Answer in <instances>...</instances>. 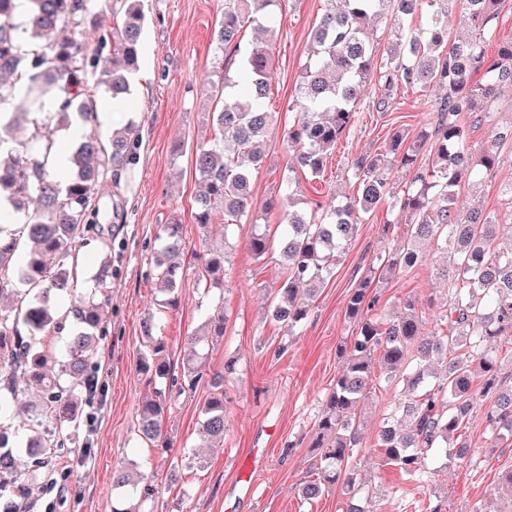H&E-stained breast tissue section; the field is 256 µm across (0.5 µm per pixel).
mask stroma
<instances>
[{
	"label": "stroma",
	"instance_id": "1",
	"mask_svg": "<svg viewBox=\"0 0 512 512\" xmlns=\"http://www.w3.org/2000/svg\"><path fill=\"white\" fill-rule=\"evenodd\" d=\"M148 24L143 32L140 83L126 107L113 113L105 130L135 121L139 133V162L133 172L107 177L99 206L107 217L100 231L77 243L65 266L72 293L84 295L103 261L112 267V288L101 298L102 333L97 363L99 382L92 403L82 411L93 414L94 433L78 428L70 435L68 454L54 459L56 486L32 504V512H113L120 494L112 488L119 468L138 467L165 476L179 469V484L161 488L142 502L141 512H337L348 493H355L366 512H473L480 505L512 512V489L498 481L512 465V446L486 445L485 423L475 416L466 436L479 448L469 460L438 462L428 485L405 479L382 465L375 448L376 434L393 408L399 390L381 386L357 412L361 444L352 464L358 476L355 489L345 484L330 488L317 500L299 495L308 480L315 452L314 424L323 402L344 364L341 348L350 345L355 323L346 304L363 281L379 298L378 310L390 317L403 301H415L424 311L427 332L439 327L448 302V286L435 267L446 265V254L428 250L427 259L412 272L394 276L374 274L372 265L388 247L401 240L406 226L397 215L379 206L360 224L330 278L313 301L307 321L298 329L270 320V292L278 288L285 268L269 256L256 259L247 242L255 228L274 229L283 220L280 210L252 214L231 227L200 229L193 224L192 205L199 191L191 147L214 137L210 113V83L224 75L225 57L215 50L214 24L224 0H143ZM329 0H280L273 39L274 67L266 107L278 115L265 142V158L256 172L257 200L283 195L290 157L283 141L307 56L309 35L329 8ZM433 92L400 88L396 108L375 112L361 107L359 123L337 141L319 176H300L299 199L304 211L314 203L323 207L357 196L358 183L350 171L361 155L384 153L397 129L417 132L433 117ZM488 109L490 121L474 127V149L490 146L499 126L512 124V88H501ZM512 181V147L503 146L498 167L482 174L477 191L460 189L457 208L466 211L472 196L500 224L512 226V201L500 194ZM120 198L122 218L109 214L113 198ZM178 224L193 256L183 269L178 306L158 317L153 334L162 339L175 371L188 358L202 361L206 371L222 369L228 355L239 359L237 372L226 383L224 443L201 445L202 409L211 390L206 383L173 393L162 418L170 448H153L136 438L142 399L154 383L141 364L144 326L156 312L164 293L153 257L163 243V228ZM227 239V277L223 287L199 283L197 254L206 240ZM223 309V336L197 346L187 338L196 333L214 309ZM89 448V463H76L80 448ZM199 452L200 465L186 467L184 455Z\"/></svg>",
	"mask_w": 512,
	"mask_h": 512
}]
</instances>
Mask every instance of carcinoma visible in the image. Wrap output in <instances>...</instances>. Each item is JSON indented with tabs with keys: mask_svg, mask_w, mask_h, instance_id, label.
<instances>
[{
	"mask_svg": "<svg viewBox=\"0 0 512 512\" xmlns=\"http://www.w3.org/2000/svg\"><path fill=\"white\" fill-rule=\"evenodd\" d=\"M25 21L14 22L15 0H0V198L23 215L21 234L14 235L12 220L0 217V300H11L10 311L0 309V369L9 371L0 386V413L15 395V373L40 389L31 419L16 426L0 425V487L16 486L3 512H29L25 487L15 469V455L35 460L41 470L56 457L66 434L47 431L46 421L62 428L77 425L76 407L88 401L93 378L91 360L98 351L102 323L94 296L111 286L112 270L105 263L94 277L90 295L62 310L70 273L51 265L95 230L100 208L95 201L107 173L114 167L137 164L139 135L129 126L107 136L81 133L69 147L64 178L48 171L43 157L54 140L33 148L16 142V116L24 114L37 125L85 126L96 122V91L124 106L130 94L129 78L139 69L140 33L145 14L140 0H129L122 26L102 28L96 18L102 0H28ZM329 9L310 33L308 61L295 89L293 120L284 128V140L295 152L289 169L288 196L265 209L281 208L284 229L273 237L257 231L248 248L258 259L273 250L285 259L286 276L271 300L276 322L292 329L309 317L313 293L332 273L365 215L389 201L405 215L406 236L377 259L389 274L407 273L426 261L425 243L453 255V265L436 269L448 283V305L440 316L442 329L425 337V318L407 300L396 315L385 320L374 314L378 297L367 286L354 291L346 314L358 326L347 362L326 396L317 420L313 447L316 478L303 484V499L319 496L341 480L355 484L351 461L360 438L355 426L360 404L384 380L403 384L402 398L384 418L377 447L384 465L392 466L413 483H423L434 461H464L471 443L462 435L483 406L491 445H512V388L498 386L501 362L494 343L512 341V233L498 234L497 216L477 205L465 213L456 209L462 185L475 189L482 171L500 164L499 147L512 141V125L499 128L494 144L480 152L469 145L471 125L491 118L486 103L505 85L512 86V38H499L496 21L503 0H341ZM466 6L479 36L448 40V16L457 3ZM278 0H224V15L215 24L218 49L239 58L237 72L224 74L215 87L214 138L194 151L193 162L201 191L191 212L194 223L206 227L223 220L236 224L255 208L251 192L253 171L261 167L264 142L276 113L265 99L273 70L271 44L260 42L242 49L250 25L270 31L273 6ZM426 12V27L416 33L407 26L415 11ZM388 22L391 45L377 53L369 39L370 24ZM90 24L93 41L68 33L71 25ZM497 50L489 56L486 44ZM483 72L482 78L473 75ZM440 91L437 120L414 136L395 132L384 155H362L352 161L360 181L359 193L339 205L303 214L296 210L299 180L294 170L312 176L321 173L337 141L359 122L358 103L369 100L373 110L388 112L399 87ZM435 147L433 161L424 159L427 144ZM409 176L404 188L394 191L393 169ZM182 225L164 226L165 242L155 258L157 276L168 298L160 307L178 304L180 272L186 256ZM30 240V250L13 258ZM224 249L201 256L198 280L208 287L224 286ZM72 318L64 360L33 345L50 329ZM154 320L144 326L146 358L154 381L174 379L164 343L153 336ZM380 357V376L374 357ZM238 358L230 355L224 369L211 377L213 392L203 406L200 438L213 448L224 440V381L236 371ZM165 400L161 390L142 408L138 436L148 444L161 443ZM23 431V446L9 445L10 435ZM112 487L128 492V500L155 495L153 480L117 472Z\"/></svg>",
	"mask_w": 512,
	"mask_h": 512,
	"instance_id": "carcinoma-1",
	"label": "carcinoma"
}]
</instances>
